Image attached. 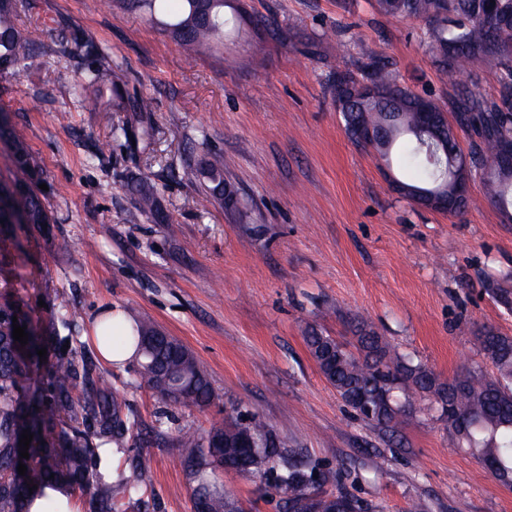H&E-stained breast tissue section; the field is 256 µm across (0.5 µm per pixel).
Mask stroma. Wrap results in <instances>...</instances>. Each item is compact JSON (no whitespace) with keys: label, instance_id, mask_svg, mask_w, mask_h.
Wrapping results in <instances>:
<instances>
[{"label":"stroma","instance_id":"stroma-1","mask_svg":"<svg viewBox=\"0 0 512 512\" xmlns=\"http://www.w3.org/2000/svg\"><path fill=\"white\" fill-rule=\"evenodd\" d=\"M234 5L246 18L240 31L194 47L121 0H30L22 13L30 55L18 74H0V109L25 128L58 222L0 235V284L32 329L46 327L61 301L77 310L74 342L38 362L32 387L46 389L63 362L94 357L87 336L106 308L150 318L194 354L214 391L205 408L162 406L133 366H99L143 438L128 451L107 449L105 465L128 477L141 458L154 472L153 490L134 493L126 512H192L177 437L248 413L263 416L284 453L321 472L348 464L344 489L373 512H512V484L457 447L436 414L410 415L393 435L368 423L327 384L305 343L311 330L350 339L360 318L449 379L470 366L491 371L480 330L512 336V310L487 290L492 282L512 289V222L476 180L468 207L453 214L398 194L391 178H416L397 161L404 142L382 162L350 139L336 108L337 70L356 74L373 59L452 110L455 91L424 43V22L385 16L376 0ZM255 16L274 18L277 35L256 32ZM72 30L111 54L128 94L152 99L151 141L112 138L113 125L133 119L119 99L102 112L73 105L55 75L74 80L80 67L49 50L53 34ZM458 81L492 100L503 90L491 60L473 61ZM64 109L66 126L57 120ZM214 152L235 207L181 178ZM94 153L102 165H88ZM132 177L154 186L171 224L140 211ZM220 478L244 512H283L264 479Z\"/></svg>","mask_w":512,"mask_h":512}]
</instances>
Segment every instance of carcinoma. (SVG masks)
<instances>
[{
	"mask_svg": "<svg viewBox=\"0 0 512 512\" xmlns=\"http://www.w3.org/2000/svg\"><path fill=\"white\" fill-rule=\"evenodd\" d=\"M133 9H144L150 16L168 15L164 26L189 43L219 40L233 28L225 17L224 0H211L212 18L207 24L195 21V0H126ZM381 13L395 18L425 22L424 43L439 55L438 69L448 84L457 86V75L475 59L499 63L507 92L498 101L488 100L471 88L457 90L453 119L435 102L397 82L396 75L379 61L362 65L361 77L336 70L333 91L350 137L362 130L394 118L392 137L402 132L412 136V147L405 161L419 173L413 190L448 185V156L412 128L417 113L435 114L440 132L452 149L463 150L456 129L471 130L476 139L467 152L472 158V177L486 189L487 199L503 214L512 211V177H485L489 161L500 142L512 138V25L489 28L483 16L490 0H377ZM29 8L27 0H0V72L17 71L27 59L28 38L18 25V14ZM52 52L89 64L70 85L75 103L97 105L102 95H120L115 85L112 57L84 34L60 36ZM0 140L11 151L13 197L0 205V220L20 222L36 228L56 223L46 203L45 172L32 153L23 130L0 113ZM183 177L203 181L212 195L230 205L234 192L224 185V159L213 155L196 168L188 166ZM142 209L162 224L169 218L161 210L154 189L140 180L131 185ZM61 313L40 333L29 336L27 349L20 352L13 338V324L23 325L16 303L0 293V512H25L29 488L61 483L79 488L88 495L90 512H123L125 493L146 492L153 487L150 466L138 461L133 481H112L98 464L100 448H124L137 427L135 419L123 413L125 403L112 388L97 384L90 369L72 362L58 366L47 393H29L27 383L37 350L51 349L62 341L61 331L70 329L74 312L67 301ZM17 322H12V319ZM122 332L126 346L135 345L138 355L135 374L156 399L166 405L204 408L214 398L205 371L192 353L175 337L162 332L154 322L139 320L131 328L122 322H107L102 337L109 344L111 333ZM354 349L311 330L306 345L319 371L342 401L357 415L389 431L396 432L407 416L435 410L448 426L458 446L469 450L480 461H491V474L512 482V336L491 328L478 336L479 348L493 365L488 374L480 367H468L453 379L443 381L421 363H413L370 326H354ZM95 424L94 436L80 428L87 421ZM29 424L33 440L31 456L37 457L35 478L17 473L18 427ZM194 492L208 495L207 512H243L241 506L211 475L224 469L230 457H240V468L251 476L271 480L285 496L287 512H329L336 507L347 512H370L369 505L348 494L339 485L341 470L315 475V468L301 459L287 457L267 422L257 413L243 421L232 415L211 422L203 436L182 434L176 439ZM337 482L336 491L322 486Z\"/></svg>",
	"mask_w": 512,
	"mask_h": 512,
	"instance_id": "obj_1",
	"label": "carcinoma"
}]
</instances>
